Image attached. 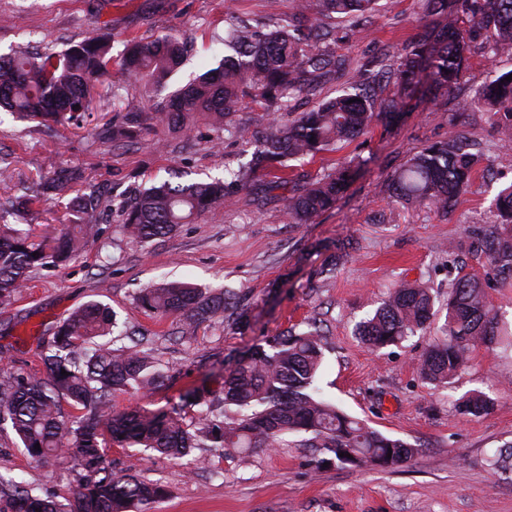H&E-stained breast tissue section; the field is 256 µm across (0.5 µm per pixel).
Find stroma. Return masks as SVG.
Masks as SVG:
<instances>
[{"label": "stroma", "instance_id": "35a3bbf8", "mask_svg": "<svg viewBox=\"0 0 512 512\" xmlns=\"http://www.w3.org/2000/svg\"><path fill=\"white\" fill-rule=\"evenodd\" d=\"M292 7V0H0V54L26 42L37 52L59 51L71 40L107 31L116 57L130 39L175 34L187 52L167 83L171 92L217 66L232 17H283ZM418 10V0H379L364 26L337 24L333 49L345 62L343 76L321 79L314 93L289 99L274 119L288 122L292 113L335 96L345 77L361 67L376 71L392 62L416 34ZM510 71L512 55L491 58L472 48L453 92L412 103L395 127L378 126L336 151L290 160L294 173L311 179L348 160L360 164L346 195L310 223H290L275 193L257 185L233 190L223 206L144 246L122 230L119 214L127 201L173 170L205 180L248 162L253 147L235 129L255 127L262 107L243 103L231 130L223 132L198 115L182 129L150 119L130 145L93 133L102 118L123 116L117 98L96 103L80 128L65 123L48 130L1 111L0 166L7 171L0 176V197L19 202L17 223L38 237L76 221L66 200L39 193L41 183L66 165L85 172L74 194L95 193L104 207L97 234L79 257L35 270L10 302L0 304V353L12 355L23 372L42 374L43 342L72 310L102 302L121 323L145 334L171 374L164 388L116 397V408L165 412L186 392L219 389L225 368L250 346L291 327L305 330L316 320L324 333L323 396L383 434L418 445V455L381 469L340 464L300 447L294 436L284 447L242 454L206 448L181 460L111 445L107 459L115 469L164 487V498L150 512H512V470L496 474L489 467L491 457L512 443V341L475 344L448 387H433L419 374L429 342L441 333L449 282L459 273L481 278L487 270L482 257L452 268L448 244L467 225L500 223L494 199L512 185V149L496 148L489 113L456 118L457 102L487 78ZM452 121L462 140L485 155L470 189L447 212L394 201L387 191L394 171L446 138ZM348 238L353 247L335 273L314 276L337 241ZM400 279L431 286L438 313L424 333L372 350L355 328ZM165 280L246 296L250 329L239 334L224 324H206L192 339L176 340L177 318L158 317L136 301L141 289ZM474 390L492 398L491 410L476 417L457 414L453 401ZM0 475L35 493L67 498L75 479L73 457L35 463L6 426L0 428Z\"/></svg>", "mask_w": 512, "mask_h": 512}]
</instances>
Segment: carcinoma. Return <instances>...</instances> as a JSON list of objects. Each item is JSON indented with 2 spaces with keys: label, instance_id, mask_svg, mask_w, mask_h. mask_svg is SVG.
I'll return each instance as SVG.
<instances>
[{
  "label": "carcinoma",
  "instance_id": "obj_1",
  "mask_svg": "<svg viewBox=\"0 0 512 512\" xmlns=\"http://www.w3.org/2000/svg\"><path fill=\"white\" fill-rule=\"evenodd\" d=\"M377 3L294 0L292 13L272 29L237 22L224 32V46L238 57H224L218 69L172 93L170 103L159 110L158 121L175 124L204 112L221 129L246 97L267 111L280 110L288 98L313 91L316 78L333 76L343 66L327 46L335 33L326 20L357 23L372 15ZM419 22L424 31L402 46L390 71L388 94L377 92L363 69L340 94L286 123L273 121L260 135L239 129L242 139L255 142L246 167L222 180H167L137 193L123 208V231L139 243L166 237L193 217L223 205L230 198L229 187L250 188L256 173L283 168L292 158L335 151L379 124L388 125L417 94L423 101L433 92H451L479 34L488 55L512 54V0H422ZM110 62L105 36L44 56L18 46L9 57H0V108L22 119L66 121L80 128L93 111L97 83L107 75ZM182 62L183 44L174 36L130 41L119 66L140 84L141 96L126 99L123 121L104 123L98 136L127 142L137 135L142 100L159 91ZM474 107L493 117L500 147L511 146L512 80L496 75L480 85L473 98L459 103L462 112ZM478 161L479 155L467 151L450 129L447 139L413 154L388 188L407 203L446 211L469 187ZM352 177L348 162L317 179L279 177L269 182V188L295 183L297 188L279 200L290 223L307 224L336 204ZM83 178L81 169L65 168L45 181L43 189L66 197ZM69 203L79 222L66 224L37 243L29 230L11 222L13 205L0 202V303L11 300L35 269L56 266L79 254L97 223L100 200L91 193L75 196ZM496 206L502 222L468 226L459 240L448 245V262L483 257L496 278L512 280V185L501 190ZM137 301L160 317H178L183 338L215 320H227L237 330L249 323V305L243 298L222 291L207 293L184 282L144 288ZM433 307L429 288L400 280L374 316L359 325L357 335L375 350L396 345L426 329ZM498 324L486 283L472 275L454 279L448 288L442 335L432 340L420 365L422 379L447 385L465 366L470 346L493 341ZM40 360L43 378L23 374L12 359L0 369V421L10 423L36 463L77 449L73 498L62 503L0 475V512H148L149 505L164 497L165 489L105 465L108 439L183 458L197 448H276L290 434H305L304 448L329 454L341 464L381 468L406 463L419 452L416 445L367 426L320 396L316 380L323 344L316 329L286 330L249 348L191 424L185 422L186 409L200 404L192 393L161 415L113 409L117 393L162 386L167 368L143 347L136 332L123 334L115 313L100 301H89L71 312L56 328ZM65 403L71 411H65ZM492 405L489 396L477 392L462 397L454 410L478 416Z\"/></svg>",
  "mask_w": 512,
  "mask_h": 512
}]
</instances>
